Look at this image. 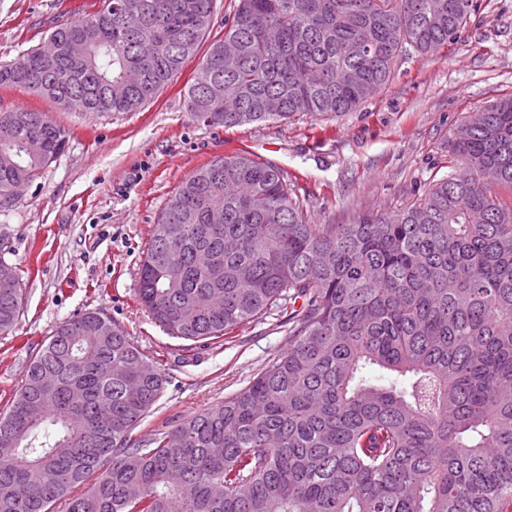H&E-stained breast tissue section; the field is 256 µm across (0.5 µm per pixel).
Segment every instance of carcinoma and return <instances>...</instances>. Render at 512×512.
Returning <instances> with one entry per match:
<instances>
[{
    "mask_svg": "<svg viewBox=\"0 0 512 512\" xmlns=\"http://www.w3.org/2000/svg\"><path fill=\"white\" fill-rule=\"evenodd\" d=\"M473 0H239L192 83V119L232 128L350 112L396 62L461 35ZM214 0H104L58 25L59 54L0 63V86L64 110L133 112L197 51ZM83 58L66 54L72 35ZM241 48L225 67L224 41ZM270 101L281 103L267 112ZM37 134L45 157H20ZM69 132L0 111V209ZM460 171L409 206L311 224L280 169L246 155L190 174L153 225L138 296L166 333L215 340L274 308L288 351L244 389L149 440L132 438L165 373L99 311L63 322L0 412V512H505L512 507V98L472 113ZM224 223H208L210 210ZM23 300L0 280V334ZM375 365L386 386L363 375ZM87 490L74 495L80 485Z\"/></svg>",
    "mask_w": 512,
    "mask_h": 512,
    "instance_id": "carcinoma-1",
    "label": "carcinoma"
}]
</instances>
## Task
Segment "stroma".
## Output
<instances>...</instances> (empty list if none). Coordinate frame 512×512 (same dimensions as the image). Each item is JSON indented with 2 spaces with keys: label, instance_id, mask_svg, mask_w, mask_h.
<instances>
[{
  "label": "stroma",
  "instance_id": "obj_1",
  "mask_svg": "<svg viewBox=\"0 0 512 512\" xmlns=\"http://www.w3.org/2000/svg\"><path fill=\"white\" fill-rule=\"evenodd\" d=\"M474 3L458 40L404 56L379 94L338 116L299 114L230 129L198 124L186 95L207 43L133 112L65 111L27 90L0 89V109L47 113L71 134L57 161L0 211V258L19 269L24 288L15 329L0 335V412L57 327L92 310L124 327L168 378L136 437L151 439L249 385L287 351L288 311L204 343L169 337L137 295L138 267L160 210L189 174L244 147L283 171L314 224H346L421 197L448 174L450 144L469 113L512 96V0ZM100 6L0 0V63L21 59L55 22Z\"/></svg>",
  "mask_w": 512,
  "mask_h": 512
}]
</instances>
